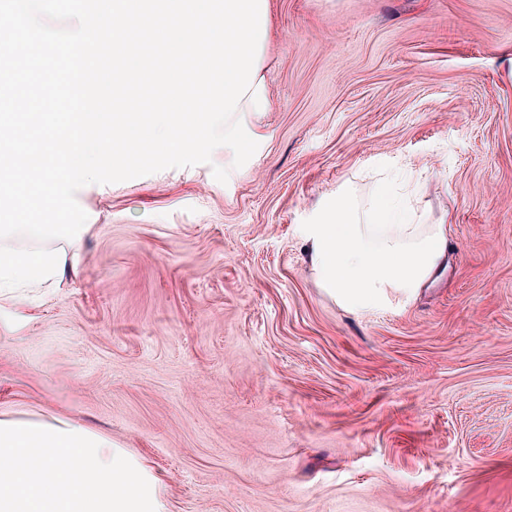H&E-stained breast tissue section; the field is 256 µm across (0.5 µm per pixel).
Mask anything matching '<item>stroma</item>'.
I'll use <instances>...</instances> for the list:
<instances>
[{
    "label": "stroma",
    "instance_id": "stroma-1",
    "mask_svg": "<svg viewBox=\"0 0 512 512\" xmlns=\"http://www.w3.org/2000/svg\"><path fill=\"white\" fill-rule=\"evenodd\" d=\"M258 149L80 188L58 286L0 298V412L136 454L167 512H512V0H270ZM349 188L452 218L352 312L305 227Z\"/></svg>",
    "mask_w": 512,
    "mask_h": 512
}]
</instances>
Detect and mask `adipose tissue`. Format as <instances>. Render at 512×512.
<instances>
[{
	"mask_svg": "<svg viewBox=\"0 0 512 512\" xmlns=\"http://www.w3.org/2000/svg\"><path fill=\"white\" fill-rule=\"evenodd\" d=\"M370 221L351 200L326 199L307 241L322 288L346 308L410 298L446 254L443 226L417 224L386 194L373 197ZM0 512H166L158 482L111 439L55 417L0 419Z\"/></svg>",
	"mask_w": 512,
	"mask_h": 512,
	"instance_id": "1",
	"label": "adipose tissue"
}]
</instances>
